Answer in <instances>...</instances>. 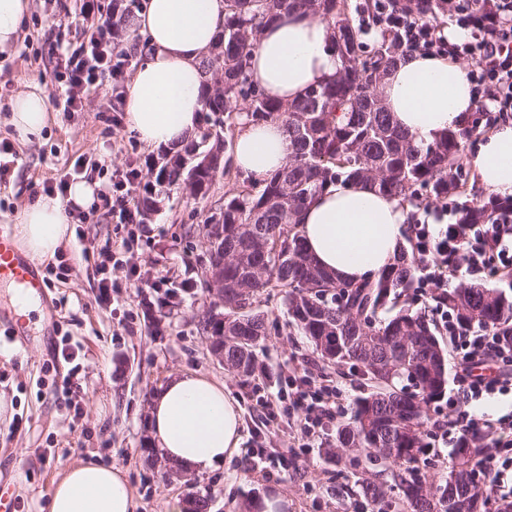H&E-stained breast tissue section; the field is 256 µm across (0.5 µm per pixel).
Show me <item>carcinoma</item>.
Instances as JSON below:
<instances>
[{
	"label": "carcinoma",
	"instance_id": "obj_1",
	"mask_svg": "<svg viewBox=\"0 0 512 512\" xmlns=\"http://www.w3.org/2000/svg\"><path fill=\"white\" fill-rule=\"evenodd\" d=\"M391 7L435 15L447 0H392ZM321 19L335 33L340 67L336 75L297 101L263 95L248 79V55L261 29L283 12ZM363 29L350 19L347 0H226L224 30L202 62L207 91L206 126L190 142L200 151L229 145L220 128L232 126L242 103L253 122L280 121L292 153L285 167L262 179L256 195L224 199V248L237 256L224 264V366L246 383L255 374L254 347L266 333V319L247 310L267 288L285 290L289 322L325 361L360 368L371 391L358 396L350 422L336 429L341 448L381 456L396 467L394 479L410 512H451L453 498L466 497L468 512H483L484 490L475 479L474 448H455L446 466L457 484H426L417 463L430 448L427 409L448 391V357L436 327L406 307L419 282L418 257L402 250L395 263L362 284L342 282L320 267L299 234V214L329 185L363 180L380 193L416 205L420 195L455 196L463 178L462 143L470 129H450L426 145L399 130L376 87L408 51L385 31L378 47L364 50ZM184 145L168 150L167 180L203 182L212 189L226 170L200 173L183 167ZM437 303L463 327L482 326L512 336V296L482 284L442 289ZM339 337L336 353L321 338Z\"/></svg>",
	"mask_w": 512,
	"mask_h": 512
}]
</instances>
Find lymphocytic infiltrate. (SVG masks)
<instances>
[{"label":"lymphocytic infiltrate","mask_w":512,"mask_h":512,"mask_svg":"<svg viewBox=\"0 0 512 512\" xmlns=\"http://www.w3.org/2000/svg\"><path fill=\"white\" fill-rule=\"evenodd\" d=\"M377 14L386 28L411 50L471 60L468 73L474 98V124L487 114L499 120L512 118V0H448V18L468 30L461 43L446 38L438 25L390 9V0H375ZM96 0H81L80 13L86 23L85 42L80 51L63 56L56 74L64 93L65 111L81 108L90 85L105 84L121 73L126 61L112 53V28L98 19ZM425 283L444 288L449 272L473 274L498 265L512 268V196L502 197L489 220L468 224L464 219L436 226L425 221L413 226ZM441 318L455 358L456 391L447 399L456 416L443 423L442 438L451 447L476 449L473 469L490 492L502 489L512 472V410L490 416L480 405L512 396V340L489 328H461L449 312ZM335 386L313 380L289 383L279 406L268 399L257 402L267 407L272 419L294 427L300 447L327 436L336 422ZM466 411H459V404Z\"/></svg>","instance_id":"lymphocytic-infiltrate-1"}]
</instances>
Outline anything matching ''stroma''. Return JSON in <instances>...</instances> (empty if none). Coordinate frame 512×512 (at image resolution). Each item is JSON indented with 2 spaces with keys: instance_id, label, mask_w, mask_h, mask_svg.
<instances>
[{
  "instance_id": "1",
  "label": "stroma",
  "mask_w": 512,
  "mask_h": 512,
  "mask_svg": "<svg viewBox=\"0 0 512 512\" xmlns=\"http://www.w3.org/2000/svg\"><path fill=\"white\" fill-rule=\"evenodd\" d=\"M75 10V0H33L16 46L0 57V142H13L17 153L0 181V224L15 223L44 183L83 154L104 160L95 178L99 186L109 184L115 173L137 169L140 177L131 193L151 190L156 210L129 228L102 209L73 213L74 234L61 250L65 267L48 290V308L30 313L24 345H0V393L11 403L0 416V485L9 486L24 512H47L50 493L66 469L95 460L126 470L139 512H165L168 501H184L192 493L209 499L208 512H245L246 503L271 490L283 498L279 512H397L400 492L389 462L372 463L356 450L325 446L292 455V431L266 425L252 399V384L241 383L210 352L199 323L207 305L204 223L218 213L225 196L258 192V181L232 170L199 200L185 190L151 186L162 152L145 149L126 128L127 78L90 89L80 111L52 108L54 121L39 141L14 143L6 123L14 96L32 84L47 99L60 94L57 59L47 49L80 46ZM131 229L140 240L112 272L125 287L110 303L97 304L100 275L83 252L107 239L121 241ZM251 309L267 319V333L256 348L258 364L270 373L266 395L276 397L296 369L307 368L313 377L328 374L342 390L336 421L348 422L354 399L369 389L364 377L355 369L323 363L314 347L289 328L281 289H266ZM64 338L79 349L75 364L57 356ZM178 372L222 382L242 409L238 453L196 474L190 487L178 473H165L166 462L151 447L147 424L150 395ZM71 374L84 393L79 417L62 394V381ZM283 455L289 463L279 477L267 480L254 472L256 457ZM366 481L381 485L377 503L364 498Z\"/></svg>"
}]
</instances>
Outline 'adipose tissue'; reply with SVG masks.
<instances>
[{
	"label": "adipose tissue",
	"instance_id": "obj_1",
	"mask_svg": "<svg viewBox=\"0 0 512 512\" xmlns=\"http://www.w3.org/2000/svg\"><path fill=\"white\" fill-rule=\"evenodd\" d=\"M225 0H143L133 22L146 40L126 102L129 132L149 149L180 148L195 134L203 109L201 64L224 28ZM340 66L331 31L321 20L281 14L259 35L247 60L250 79L265 96L290 102L331 79ZM394 122L429 143L456 127L474 103L467 72L447 57L410 53L377 88ZM50 112L36 85L11 103L9 123L23 143L41 138ZM292 152L281 122H249L233 152L235 168L262 178L281 169ZM470 164L482 189L512 196V124L498 125L475 149ZM410 208L366 182L330 185L299 215V232L315 261L346 282L360 283L393 263ZM73 229L63 204L44 196L26 206L15 225L18 246L35 261L53 258ZM151 442L163 458L201 473L232 456L241 443V413L222 384L192 373L172 376L148 407ZM125 472L95 461L71 467L55 485L48 512H137Z\"/></svg>",
	"mask_w": 512,
	"mask_h": 512
}]
</instances>
